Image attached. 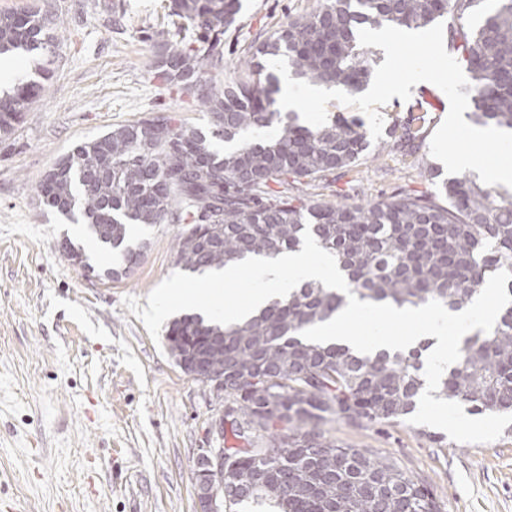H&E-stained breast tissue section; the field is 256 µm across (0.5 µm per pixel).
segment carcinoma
<instances>
[{
    "label": "carcinoma",
    "instance_id": "1",
    "mask_svg": "<svg viewBox=\"0 0 512 512\" xmlns=\"http://www.w3.org/2000/svg\"><path fill=\"white\" fill-rule=\"evenodd\" d=\"M317 0L249 50L247 78L221 84L224 34L237 28L240 0H169L179 39L157 34L152 68L160 82L186 90L204 108L207 128L159 111L77 145L47 170L39 194L49 207L80 214L98 247L120 263L103 270L128 277L149 242L129 244L131 227L180 224L176 264L192 273L221 269L249 256L299 251L310 229L330 252L361 301L398 308L440 301L451 311L473 302L489 277L512 272V191L481 185L464 173L440 181L436 193L402 190L379 200L345 202L332 195L289 194V187L325 189L337 170L352 169L374 145L362 126L334 120L300 126L274 109L276 58L312 83L361 92L372 73L359 30L392 25L424 29L448 19V42L466 62L468 119L512 130V0ZM57 35L38 9L0 14V55L50 52ZM44 87L19 86L0 98V134ZM274 129L271 137L263 135ZM230 144L220 151L213 141ZM278 185L275 190L272 185ZM73 265L91 269L68 238ZM347 296L306 282L283 301L233 325L184 314L167 332L174 360L192 355L201 338L224 343L206 364L224 370V501L263 503L278 512H441L431 487L366 448L328 439L330 419L354 426L391 424L412 414L426 388L423 341L409 351L363 354L346 345L305 340V329L334 317ZM443 373L437 398L476 413H512V304L493 329L466 338Z\"/></svg>",
    "mask_w": 512,
    "mask_h": 512
}]
</instances>
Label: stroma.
Returning <instances> with one entry per match:
<instances>
[{"mask_svg": "<svg viewBox=\"0 0 512 512\" xmlns=\"http://www.w3.org/2000/svg\"><path fill=\"white\" fill-rule=\"evenodd\" d=\"M237 30L224 36L218 80L238 81L250 46L316 0H241ZM165 0H0V14L42 8L59 40L52 56L19 52L21 79L45 91L8 135H0V512H194V461L223 442L209 431L218 401L183 373L165 341H153L124 305L178 272L176 224L140 226L150 246L125 279L107 268L83 223L44 205L37 186L76 144L167 110L207 123L192 95L154 80L156 33ZM123 17L108 20V7ZM449 111L427 82L408 101L392 98L381 154L336 171L328 190L349 202L402 189L430 193V140ZM417 137L399 140L403 125ZM80 244L91 270L75 267L61 243ZM333 440L395 461L433 489L441 512H512V433L483 444L436 447L409 422L323 424Z\"/></svg>", "mask_w": 512, "mask_h": 512, "instance_id": "obj_1", "label": "stroma"}]
</instances>
